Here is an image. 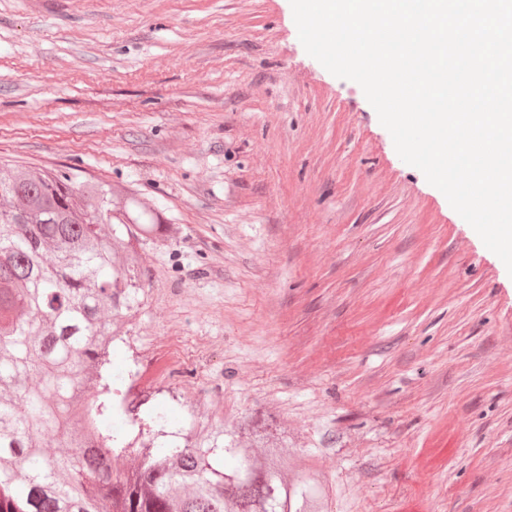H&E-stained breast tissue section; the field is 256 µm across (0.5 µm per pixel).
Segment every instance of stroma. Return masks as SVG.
Segmentation results:
<instances>
[{"instance_id":"obj_1","label":"stroma","mask_w":512,"mask_h":512,"mask_svg":"<svg viewBox=\"0 0 512 512\" xmlns=\"http://www.w3.org/2000/svg\"><path fill=\"white\" fill-rule=\"evenodd\" d=\"M0 161L157 217L142 423L287 448L328 512H512V275L290 0H0Z\"/></svg>"}]
</instances>
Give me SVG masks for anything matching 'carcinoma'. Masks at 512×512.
Returning <instances> with one entry per match:
<instances>
[{
	"instance_id": "carcinoma-1",
	"label": "carcinoma",
	"mask_w": 512,
	"mask_h": 512,
	"mask_svg": "<svg viewBox=\"0 0 512 512\" xmlns=\"http://www.w3.org/2000/svg\"><path fill=\"white\" fill-rule=\"evenodd\" d=\"M150 223L101 182L0 167V512H323L281 448L124 445L112 318L139 274L114 255Z\"/></svg>"
}]
</instances>
